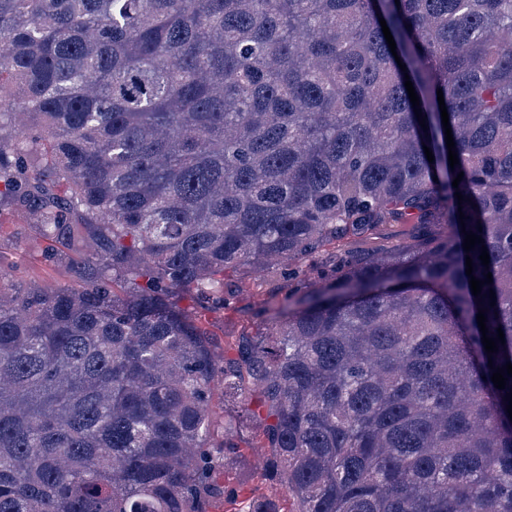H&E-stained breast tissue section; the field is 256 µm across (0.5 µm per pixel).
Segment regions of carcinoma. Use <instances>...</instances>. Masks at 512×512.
I'll list each match as a JSON object with an SVG mask.
<instances>
[{"mask_svg":"<svg viewBox=\"0 0 512 512\" xmlns=\"http://www.w3.org/2000/svg\"><path fill=\"white\" fill-rule=\"evenodd\" d=\"M5 101L0 196L79 284L0 283V512H208L220 376L291 512H512V0H0ZM245 266L288 288L219 359ZM412 225L413 224H395L393 227L389 228L386 231L385 236L379 239L369 241L349 239L344 242V247L348 249L364 251L377 245L391 246L397 243L399 238H402L403 236H406L407 234L411 233L413 231Z\"/></svg>","mask_w":512,"mask_h":512,"instance_id":"cac0c4a2","label":"carcinoma"}]
</instances>
